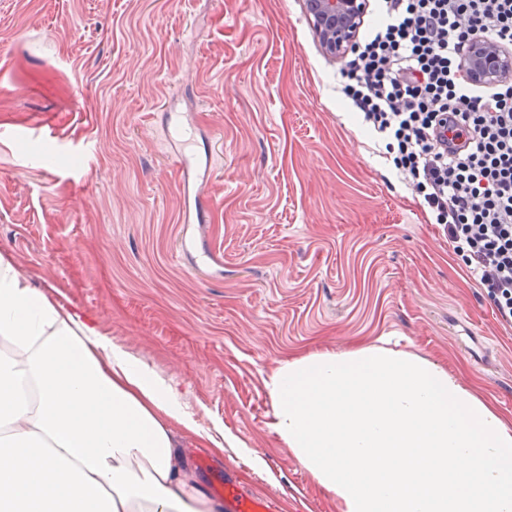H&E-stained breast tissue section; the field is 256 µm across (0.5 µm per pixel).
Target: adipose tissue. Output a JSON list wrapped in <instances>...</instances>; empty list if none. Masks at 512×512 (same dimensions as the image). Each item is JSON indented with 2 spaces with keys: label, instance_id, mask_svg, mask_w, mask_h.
<instances>
[{
  "label": "adipose tissue",
  "instance_id": "obj_1",
  "mask_svg": "<svg viewBox=\"0 0 512 512\" xmlns=\"http://www.w3.org/2000/svg\"><path fill=\"white\" fill-rule=\"evenodd\" d=\"M271 426L340 512H512V422L461 377L383 344L292 357ZM177 383L0 255V512H217L174 428Z\"/></svg>",
  "mask_w": 512,
  "mask_h": 512
}]
</instances>
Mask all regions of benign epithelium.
<instances>
[{"instance_id": "benign-epithelium-1", "label": "benign epithelium", "mask_w": 512, "mask_h": 512, "mask_svg": "<svg viewBox=\"0 0 512 512\" xmlns=\"http://www.w3.org/2000/svg\"><path fill=\"white\" fill-rule=\"evenodd\" d=\"M369 0H305L306 17L325 54L342 60L358 47ZM473 84L493 86L512 79V52L489 41L471 42L461 61Z\"/></svg>"}]
</instances>
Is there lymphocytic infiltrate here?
<instances>
[{
	"instance_id": "f902f5d3",
	"label": "lymphocytic infiltrate",
	"mask_w": 512,
	"mask_h": 512,
	"mask_svg": "<svg viewBox=\"0 0 512 512\" xmlns=\"http://www.w3.org/2000/svg\"><path fill=\"white\" fill-rule=\"evenodd\" d=\"M476 39L512 48V0H376L342 92L511 325L512 81L464 79Z\"/></svg>"
}]
</instances>
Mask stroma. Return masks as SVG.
<instances>
[{"instance_id": "35a3bbf8", "label": "stroma", "mask_w": 512, "mask_h": 512, "mask_svg": "<svg viewBox=\"0 0 512 512\" xmlns=\"http://www.w3.org/2000/svg\"><path fill=\"white\" fill-rule=\"evenodd\" d=\"M340 67L303 0H0V255L223 423L224 449L183 439L198 489L204 458L271 512H339L269 425L284 359L388 341L512 421V327ZM180 119L212 160L203 224L162 146Z\"/></svg>"}]
</instances>
